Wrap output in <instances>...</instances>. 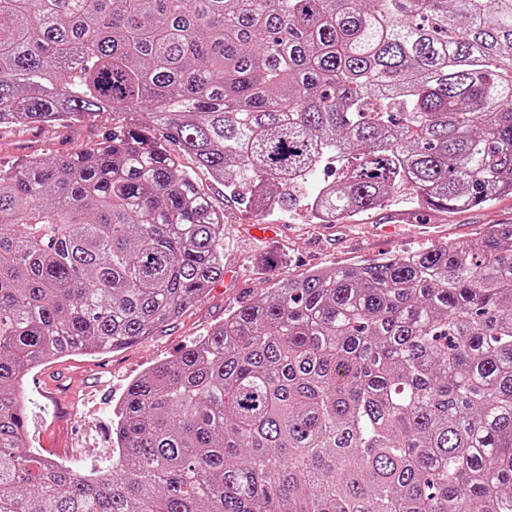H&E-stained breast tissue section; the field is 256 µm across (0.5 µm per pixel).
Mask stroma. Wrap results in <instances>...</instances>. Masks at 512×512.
Returning <instances> with one entry per match:
<instances>
[{
	"label": "stroma",
	"mask_w": 512,
	"mask_h": 512,
	"mask_svg": "<svg viewBox=\"0 0 512 512\" xmlns=\"http://www.w3.org/2000/svg\"><path fill=\"white\" fill-rule=\"evenodd\" d=\"M123 125L153 135L149 113L99 112L65 126L34 125L0 131V166L10 167L40 153L65 154L105 140ZM180 170L193 173L200 187L224 212V278L173 323L122 350L73 355L53 361L24 379L29 413V447L46 459L82 469L106 468L114 451L112 425L128 384L153 364L174 358L190 341L221 324L232 308L259 291L313 267L332 268L386 254L417 251L441 242L474 243L490 227L512 224V196L465 212L414 208L394 195L387 206L347 224H315L309 212L273 211L264 223L274 236L254 235L251 213L234 194L180 154Z\"/></svg>",
	"instance_id": "35a3bbf8"
}]
</instances>
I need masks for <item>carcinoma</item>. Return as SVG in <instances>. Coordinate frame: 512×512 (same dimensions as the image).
Here are the masks:
<instances>
[{
  "mask_svg": "<svg viewBox=\"0 0 512 512\" xmlns=\"http://www.w3.org/2000/svg\"><path fill=\"white\" fill-rule=\"evenodd\" d=\"M144 109L0 169V512H512V224L235 308L130 382L104 471L27 448L20 394L224 277L170 143L258 216L512 195V0H0V129Z\"/></svg>",
  "mask_w": 512,
  "mask_h": 512,
  "instance_id": "carcinoma-1",
  "label": "carcinoma"
}]
</instances>
